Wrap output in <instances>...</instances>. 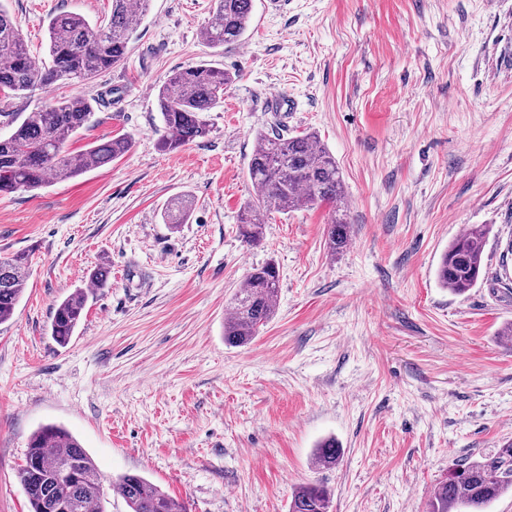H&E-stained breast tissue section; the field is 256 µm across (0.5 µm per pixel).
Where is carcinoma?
Masks as SVG:
<instances>
[{
    "label": "carcinoma",
    "instance_id": "1",
    "mask_svg": "<svg viewBox=\"0 0 512 512\" xmlns=\"http://www.w3.org/2000/svg\"><path fill=\"white\" fill-rule=\"evenodd\" d=\"M151 0H112L108 22H90L61 12L49 19L46 57L37 62L5 4L0 2V92L18 95L34 88L50 89L59 81H85L127 59L132 34ZM252 16V0H214L212 15L202 29L203 43L214 50L243 41ZM236 75L208 63L174 72L158 87L157 100L165 135L160 147L175 152L209 133L205 113L224 103V90ZM92 104L82 97L51 101L34 112H0V193L35 191L52 182L75 178L128 154L131 136L116 134L102 143L73 153L69 139L90 126ZM252 191L238 219L239 235L250 246L263 240L265 219L274 212L326 204L332 217L326 245L336 254L348 246L350 224L336 160L312 133L284 137L259 134L248 163ZM191 204L178 200L164 212L166 224H184ZM490 233L478 224L458 233L441 255L436 276L455 294L477 285L483 272L485 240ZM28 255L0 260V324L9 321L26 285ZM279 270L270 261L252 269L231 301L224 318V343H249L273 317L277 306ZM89 293L76 288L55 307L50 334L67 346L80 326ZM341 456L336 439L318 443L317 466L332 468ZM18 478L30 512H105L102 476L93 458L65 428L47 424L28 441ZM130 512H187L184 503L139 474L112 481ZM512 494V441L466 458L448 471L433 491L428 512H488L503 495ZM327 487L307 483L296 487L288 512H329Z\"/></svg>",
    "mask_w": 512,
    "mask_h": 512
}]
</instances>
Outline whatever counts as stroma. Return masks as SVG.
I'll use <instances>...</instances> for the list:
<instances>
[{
    "label": "stroma",
    "mask_w": 512,
    "mask_h": 512,
    "mask_svg": "<svg viewBox=\"0 0 512 512\" xmlns=\"http://www.w3.org/2000/svg\"><path fill=\"white\" fill-rule=\"evenodd\" d=\"M35 58L51 15L109 18L111 0H7ZM212 0H152L124 63L13 98L95 100L67 148L118 133L122 159L0 195V258L30 255L0 324V512H29L18 479L30 435L70 431L104 478L137 473L188 512H288L320 482L331 512H427L449 469L512 439V0H253L244 40H201ZM208 62L238 73L210 132L163 152L156 88ZM288 112L270 111L271 94ZM316 133L344 181L351 239L330 254L328 207L238 234L257 133ZM187 223H163L176 197ZM488 224L484 280L465 294L436 269L464 228ZM275 261L273 319L224 343L247 272ZM67 346L56 304L97 267ZM336 438V467L316 466ZM341 456V449L335 438H326L318 443L314 460L317 466L323 468L335 467Z\"/></svg>",
    "instance_id": "obj_1"
}]
</instances>
